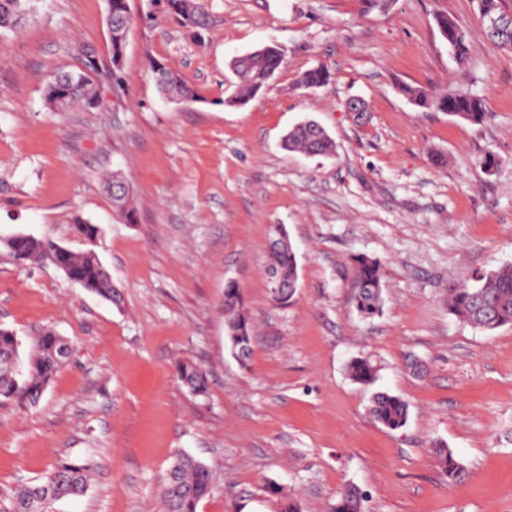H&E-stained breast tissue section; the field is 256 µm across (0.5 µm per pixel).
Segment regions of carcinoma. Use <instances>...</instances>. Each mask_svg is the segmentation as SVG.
<instances>
[{"instance_id":"obj_1","label":"carcinoma","mask_w":512,"mask_h":512,"mask_svg":"<svg viewBox=\"0 0 512 512\" xmlns=\"http://www.w3.org/2000/svg\"><path fill=\"white\" fill-rule=\"evenodd\" d=\"M25 0H0V32L19 29L26 21ZM179 8L172 11L185 27L204 29L207 14L198 0H177ZM476 8L482 24L491 17L504 13V0H476ZM437 26L447 42L456 61L463 65L468 61L469 43L465 29L453 18L440 15ZM283 62L281 55L268 48L258 49L247 56L233 60L236 76L235 94L225 104H245L274 78ZM153 78L159 89L174 94L182 102H194L195 90L184 77L160 64H152ZM330 80L329 72L321 66L307 70L300 85L305 89H317ZM402 94L416 107L446 112L470 122H481L487 113L485 100L465 89L451 90L437 96L431 91L412 85L401 87ZM47 105L56 112H66L80 104L93 105L99 102L97 90L81 73L63 72L48 86ZM284 149L300 151L313 156L330 155L335 150L333 139L314 121L302 122L284 136ZM123 180L112 179L107 185L114 206L130 221L134 211L128 208L129 194H115ZM286 233L282 227H274L270 242L269 263L266 274H275L288 283V287H277L269 279L272 299L286 304L298 288L297 260L293 246L283 245L280 235ZM0 248L11 257L22 250L27 259L52 262L59 270L71 275L83 289L101 300L117 305L121 300L119 291L112 284V277L101 262L96 251H71L49 239L19 234L12 241L0 243ZM353 301L359 316L365 320L378 315L383 303V281L381 264L366 255L355 258L351 279ZM451 313L459 320L485 331L512 324V263H506L483 276L473 287L455 289L448 298ZM225 333L230 347L241 363L252 351V323L238 286L230 282L224 288ZM21 342L17 334L0 328V398L18 399L36 403L52 380L66 357L65 339L46 330L35 337L26 361H21ZM352 380L360 384L374 382L375 366L364 358H354L347 366ZM177 376L191 392L201 395L207 389L205 371L194 363L185 362L177 367ZM370 416L391 430L403 428L408 420V405L400 397L387 392L372 395ZM435 454L440 465L455 480L465 476V468L442 442L435 444ZM88 466L74 462H63L37 483H22L12 494L9 512H49L51 505L64 498L79 496L87 490ZM211 470L201 461L184 453L175 455L163 481L164 512H198L200 503L213 490ZM269 496L278 501L279 512H298L296 502L277 483L267 486ZM331 512H368L364 494L355 488L341 493Z\"/></svg>"}]
</instances>
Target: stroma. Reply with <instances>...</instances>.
<instances>
[{
  "instance_id": "obj_1",
  "label": "stroma",
  "mask_w": 512,
  "mask_h": 512,
  "mask_svg": "<svg viewBox=\"0 0 512 512\" xmlns=\"http://www.w3.org/2000/svg\"><path fill=\"white\" fill-rule=\"evenodd\" d=\"M202 2L199 35L165 0H129L117 81L107 0H30L29 21L0 34V236L81 252L76 222L99 225L96 251L122 296L104 302L49 262L0 250V327L24 354L46 328L70 344L37 405L0 402V512L16 485L63 460L88 464L89 488L49 512H163L162 478L181 451L215 478L198 512H276L273 481L300 512H330L350 487L371 512H512V325L483 331L448 309L452 289L512 262V51L489 42L472 0ZM440 13L467 30L465 66L440 38ZM267 44L281 68L256 99L229 105L232 58ZM154 62L198 101L164 96ZM317 65L330 82L300 87ZM63 71L85 73L99 105L48 108ZM402 83L471 90L488 113L470 123L421 110ZM354 97L367 111H348ZM307 117L333 156L281 148ZM489 153L500 163L488 171ZM116 172L132 189L131 223L104 190ZM277 224L298 261L285 305L266 276ZM359 254L383 264L382 311L368 321L350 288ZM230 281L252 322L243 364L225 335ZM354 357L376 366L373 386L349 378ZM184 361L205 370L204 394L177 379ZM376 390L407 403L404 428L370 417ZM438 441L464 478L441 471Z\"/></svg>"
}]
</instances>
